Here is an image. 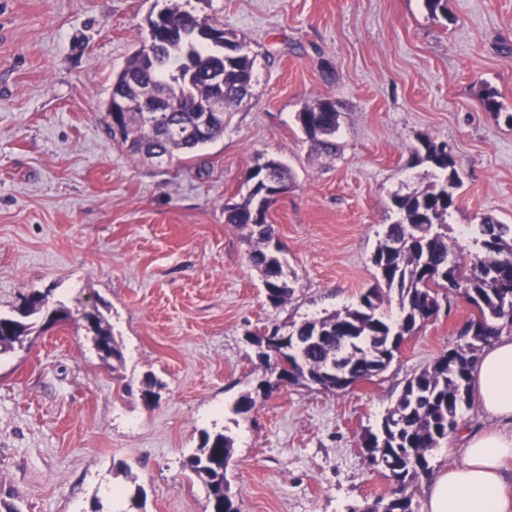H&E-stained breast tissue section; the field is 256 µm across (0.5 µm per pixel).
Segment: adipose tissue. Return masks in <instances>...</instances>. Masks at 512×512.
I'll return each instance as SVG.
<instances>
[{
    "instance_id": "obj_1",
    "label": "adipose tissue",
    "mask_w": 512,
    "mask_h": 512,
    "mask_svg": "<svg viewBox=\"0 0 512 512\" xmlns=\"http://www.w3.org/2000/svg\"><path fill=\"white\" fill-rule=\"evenodd\" d=\"M470 386L492 424L462 432V458L436 469L422 512H512V336L483 350Z\"/></svg>"
}]
</instances>
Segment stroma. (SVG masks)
<instances>
[{"mask_svg": "<svg viewBox=\"0 0 512 512\" xmlns=\"http://www.w3.org/2000/svg\"><path fill=\"white\" fill-rule=\"evenodd\" d=\"M167 0H0V315L35 293L67 321L30 316L0 356V512H211L184 460L202 432L234 441L230 493L240 512H347L387 494L361 435L406 380L460 344L471 306L408 338L382 374L329 392L294 384L234 402L259 376L247 332L356 305L376 284L371 256L398 219L392 197L425 187L419 137L461 164L449 224H512V0H190L254 58L251 95L224 134L168 162L131 159L103 114L112 79ZM497 91L502 115L481 102ZM340 113L335 153L314 147L297 114ZM276 157L293 182L268 212L294 292L272 307L249 261L247 231L225 204L249 170ZM101 308L121 359H102L81 313ZM161 381L148 403L139 390Z\"/></svg>", "mask_w": 512, "mask_h": 512, "instance_id": "obj_1", "label": "stroma"}]
</instances>
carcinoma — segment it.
Here are the masks:
<instances>
[{"label":"carcinoma","mask_w":512,"mask_h":512,"mask_svg":"<svg viewBox=\"0 0 512 512\" xmlns=\"http://www.w3.org/2000/svg\"><path fill=\"white\" fill-rule=\"evenodd\" d=\"M190 12L179 0L148 18V37L127 59L112 85L126 90L136 107H150L163 99L174 108L162 114L164 130L149 127L145 114L128 112L122 144L129 155H159L171 159L194 151L224 133V120L213 123L206 138L192 140L188 134L197 110L213 97L224 99V110L239 107L251 94L254 59L245 45L212 17L200 25L222 34L208 41L185 23ZM224 73V85L212 82L216 72ZM340 113L330 98L316 100L298 114L301 130L323 151H336L331 141L339 126ZM418 164L441 173L421 191L395 194L393 205L398 220L387 226L371 256L378 281L386 293L398 298L399 315L387 319L380 312L383 292L374 288L361 297L355 308L293 326L284 334L273 328L267 333L250 332L258 348L262 376L254 392L239 397L234 411L245 414L255 404L253 394L268 395L281 387L278 360L288 359L298 368L292 383L315 380L326 389L328 374H348L351 381L367 379L387 370L397 347L428 320L437 316L439 299L449 300L448 283L464 298L475 315L459 329L464 344L438 357L431 365L410 377L395 404L387 410L380 426L361 436V447L384 444L383 455L390 468L380 470L390 485L387 496H379L348 512H413L414 497L421 478L430 472L434 448L456 431L460 413L472 401L470 373L483 348L501 335L503 325H512V224L487 215L474 225L477 250L464 254L448 238L447 218L457 209L460 187L458 162L445 144L419 139L412 152ZM271 173L288 186L291 172L275 157L256 163L247 181L253 187L240 200L225 205V223L249 232L253 241L249 259L262 278L269 304L277 308L291 295L288 271L281 258L282 247L267 214L274 199L266 195L263 181ZM48 296L35 294L25 304L23 316L48 310ZM92 342L104 357L121 358L112 331L98 312L83 315ZM31 326L12 317L0 316V353L22 344ZM234 454V441L221 432H205L200 447L186 459L184 467L208 488L211 512H240L229 494L226 472Z\"/></svg>","instance_id":"obj_1"}]
</instances>
